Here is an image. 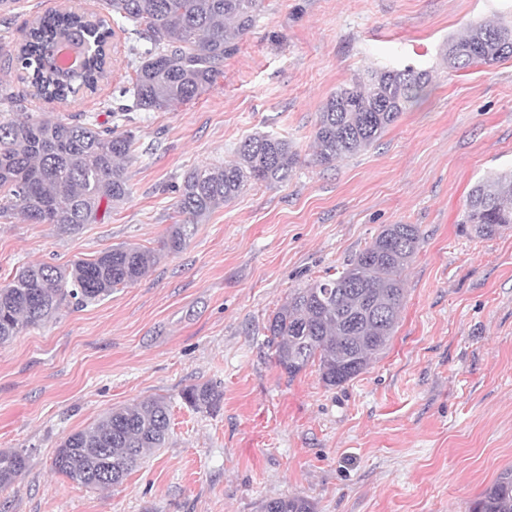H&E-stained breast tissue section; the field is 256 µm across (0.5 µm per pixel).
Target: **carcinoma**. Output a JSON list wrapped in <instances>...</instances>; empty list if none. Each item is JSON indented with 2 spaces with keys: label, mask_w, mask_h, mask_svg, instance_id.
Wrapping results in <instances>:
<instances>
[{
  "label": "carcinoma",
  "mask_w": 512,
  "mask_h": 512,
  "mask_svg": "<svg viewBox=\"0 0 512 512\" xmlns=\"http://www.w3.org/2000/svg\"><path fill=\"white\" fill-rule=\"evenodd\" d=\"M105 3L127 34L128 65L135 72L131 86L118 90L121 104L110 111L117 122L131 121V112L166 110L201 94L223 72L224 60L238 51L259 8V0ZM78 27L98 35L97 52L82 71L61 75L51 70L49 53L58 37ZM112 34L105 17L55 10L31 22L16 65L28 75L36 97L66 102L81 90H96L105 78L103 46ZM510 57L512 22L479 21L448 42L443 61L465 69ZM429 83V71L408 65L371 69L337 90L319 112L315 161L330 166L371 147L402 112L424 98ZM134 142V133L117 123L103 126L75 116L0 121V217L17 211L32 224H51L62 233L100 222L112 204L130 195L126 162ZM296 157L288 139L262 133L242 141L235 160L187 172L172 185L183 220L169 229L162 249L181 251L191 227L247 186L286 181ZM462 223L474 225L482 237L512 227V169L491 172L471 189ZM420 245L415 225L385 226L335 276L291 291L267 327L275 362L288 378L316 363L325 385L336 387L367 369L395 333L404 301L402 272ZM158 259L155 251L120 245L66 266L21 267L0 285V344L49 321L64 305L84 307L135 284ZM181 397L195 409L212 411L222 394L203 383L186 387ZM169 428V406L160 398L113 410L91 429L65 437L53 467L78 485L116 486L148 452L165 445ZM25 469L23 454L0 452L1 487ZM262 512H314V505L289 496L264 503ZM474 512H512L511 468L484 492Z\"/></svg>",
  "instance_id": "carcinoma-1"
}]
</instances>
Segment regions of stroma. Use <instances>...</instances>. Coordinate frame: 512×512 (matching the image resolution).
<instances>
[{
    "label": "stroma",
    "mask_w": 512,
    "mask_h": 512,
    "mask_svg": "<svg viewBox=\"0 0 512 512\" xmlns=\"http://www.w3.org/2000/svg\"><path fill=\"white\" fill-rule=\"evenodd\" d=\"M65 6L106 12L101 0H19L0 12V84L17 96L0 120L109 122L115 88L134 76L123 32L109 42L108 78L73 102L32 96L11 64L28 24ZM481 20L512 21V0H261L212 85L134 113L126 202L73 234L0 218V282L118 245L160 251L177 219L170 187L187 171L233 159L257 132L297 152L287 182L211 211L137 283L0 344V451L27 458L0 488V512H261L288 496L315 512H472L512 468V228L488 239L462 221L471 187L512 167V58L462 71L442 60L448 40ZM406 64L429 71L426 100L368 150L315 163L331 94L367 69ZM389 224L416 225L422 245L388 346L338 387L314 366L288 378L269 319ZM202 383L221 392L216 410L182 399ZM148 398L168 402L169 438L122 484L82 487L54 471L66 436Z\"/></svg>",
    "instance_id": "35a3bbf8"
}]
</instances>
